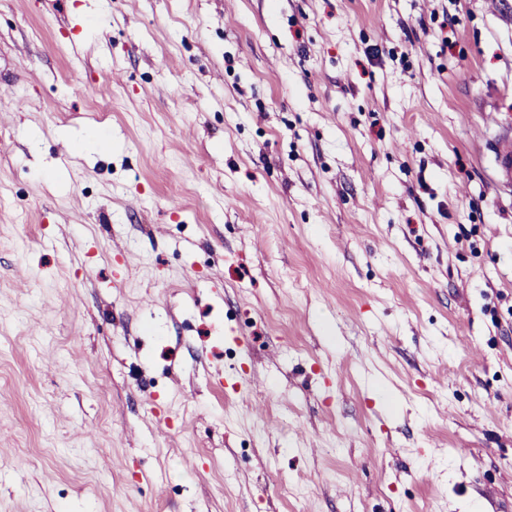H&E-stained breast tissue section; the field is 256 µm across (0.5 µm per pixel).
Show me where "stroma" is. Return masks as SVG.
<instances>
[{
    "instance_id": "1",
    "label": "stroma",
    "mask_w": 512,
    "mask_h": 512,
    "mask_svg": "<svg viewBox=\"0 0 512 512\" xmlns=\"http://www.w3.org/2000/svg\"><path fill=\"white\" fill-rule=\"evenodd\" d=\"M0 73V512H512V0H0Z\"/></svg>"
}]
</instances>
